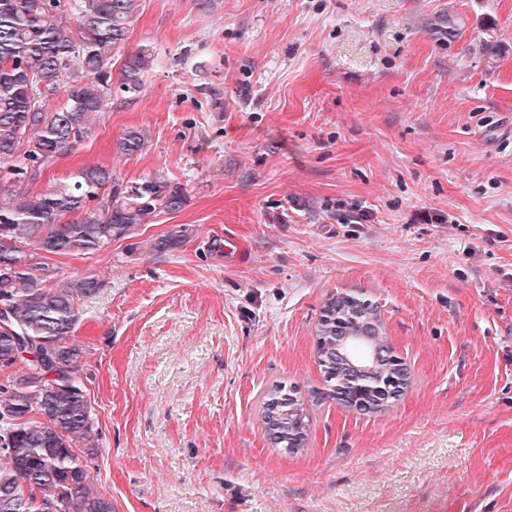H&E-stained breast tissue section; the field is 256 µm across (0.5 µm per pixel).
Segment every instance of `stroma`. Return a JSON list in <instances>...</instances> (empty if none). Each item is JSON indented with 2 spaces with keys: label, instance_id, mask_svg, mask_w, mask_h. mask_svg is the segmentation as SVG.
Here are the masks:
<instances>
[{
  "label": "stroma",
  "instance_id": "1",
  "mask_svg": "<svg viewBox=\"0 0 512 512\" xmlns=\"http://www.w3.org/2000/svg\"><path fill=\"white\" fill-rule=\"evenodd\" d=\"M442 14L457 38L429 31ZM141 47L140 96L113 90L29 186L99 165L188 195L47 260L100 285L74 338L113 512H512V0H142L113 70ZM132 128L144 150L116 153ZM341 292L378 305L410 373L386 411L316 394ZM276 383L311 414L296 455L260 428Z\"/></svg>",
  "mask_w": 512,
  "mask_h": 512
}]
</instances>
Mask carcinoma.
Instances as JSON below:
<instances>
[{
	"instance_id": "1",
	"label": "carcinoma",
	"mask_w": 512,
	"mask_h": 512,
	"mask_svg": "<svg viewBox=\"0 0 512 512\" xmlns=\"http://www.w3.org/2000/svg\"><path fill=\"white\" fill-rule=\"evenodd\" d=\"M141 0H0V295L7 294L15 318L39 339L52 361L31 379L7 377L0 384V512H112V502L94 490L74 452L98 451L84 383L83 347L73 341L81 320L79 301L98 291L89 277L46 286L51 270L40 252L94 254L131 234L155 213L177 212L188 203L184 188L155 175L122 184L102 166L77 170L71 180L43 192L21 189L55 158L92 131V116L112 98V56L124 49ZM76 31H71L70 26ZM454 36L457 23L441 17L429 24ZM80 67L70 70V62ZM151 53L127 55L120 69L121 92L135 97L145 87ZM64 90L66 102L52 109L47 98ZM145 136L129 129L115 150L133 156ZM186 231L153 243L165 252L179 247ZM363 335L369 347L386 352L383 320L371 301L329 297L316 329V356L324 397L351 407L357 378L385 381L386 358H344L346 336ZM28 347L0 334V363L34 366ZM399 395L367 399L369 411H384ZM269 443L286 454L307 446L311 416L292 387L270 386L260 408Z\"/></svg>"
}]
</instances>
